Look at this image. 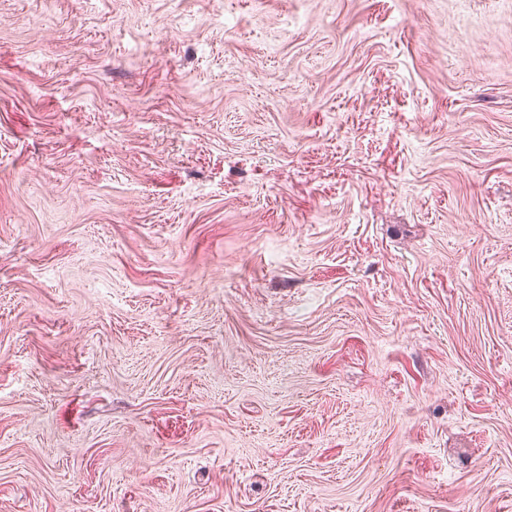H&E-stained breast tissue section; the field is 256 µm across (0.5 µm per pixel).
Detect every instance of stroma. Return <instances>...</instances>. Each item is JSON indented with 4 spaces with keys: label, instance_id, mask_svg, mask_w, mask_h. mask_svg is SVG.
Returning a JSON list of instances; mask_svg holds the SVG:
<instances>
[{
    "label": "stroma",
    "instance_id": "35a3bbf8",
    "mask_svg": "<svg viewBox=\"0 0 512 512\" xmlns=\"http://www.w3.org/2000/svg\"><path fill=\"white\" fill-rule=\"evenodd\" d=\"M0 512H512V0H0Z\"/></svg>",
    "mask_w": 512,
    "mask_h": 512
}]
</instances>
